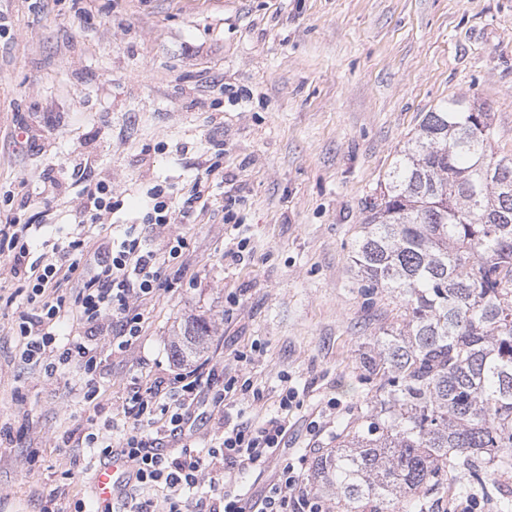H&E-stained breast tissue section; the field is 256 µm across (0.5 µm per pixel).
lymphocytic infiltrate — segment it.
<instances>
[{
  "label": "lymphocytic infiltrate",
  "instance_id": "f902f5d3",
  "mask_svg": "<svg viewBox=\"0 0 512 512\" xmlns=\"http://www.w3.org/2000/svg\"><path fill=\"white\" fill-rule=\"evenodd\" d=\"M204 197L200 187L176 199L166 187L154 186L145 205L144 224L161 226L175 220H191ZM32 226L10 219L0 225V256L9 265L13 277L24 281L32 306L19 324L21 356L28 363L41 364L46 353L56 351L57 323L69 319L85 328L91 337L122 351L138 339L144 327L141 301L154 297L160 289L179 281L180 269L174 265L185 242L176 240L165 249H153L141 238L126 234L112 248V261L84 279L73 301L57 297L62 282L71 280L78 270L71 252L83 248L76 239L61 245L62 261L41 263L31 259ZM113 320L108 333H100L105 315ZM214 375L208 362L184 368L177 379L180 395L166 391L165 378H135L123 407L132 431L120 443L123 453L138 463L137 479L125 498L115 502L113 512H324L322 501L310 495L293 462L288 459L285 437L288 427L283 418L272 417L252 425L224 416V433L218 441L201 452L193 439L200 411L199 396ZM168 437L181 439L179 454L163 446ZM224 473L222 486L214 488L205 501L187 496L205 471ZM272 471L273 478L260 496L251 495L241 482L250 472Z\"/></svg>",
  "mask_w": 512,
  "mask_h": 512
}]
</instances>
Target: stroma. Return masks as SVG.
I'll return each instance as SVG.
<instances>
[{"mask_svg":"<svg viewBox=\"0 0 512 512\" xmlns=\"http://www.w3.org/2000/svg\"><path fill=\"white\" fill-rule=\"evenodd\" d=\"M0 222L40 230L32 248L83 238L82 277L128 227L151 246L182 238L186 276L143 306L145 332L104 348L93 375L46 373L21 357L27 289L0 261V512L92 507L97 449L118 442L134 376L171 377L182 325L213 322L212 390L225 367L261 391L231 410L285 414L303 457L336 447L376 382L361 365L401 321L353 256L366 208L425 113L449 97L491 113L493 150L512 155V0H0ZM211 206L154 230L147 193L188 194L210 159ZM118 206L80 224L88 182ZM248 243L241 263L225 258ZM246 362H236L237 354ZM297 394L289 410L286 388Z\"/></svg>","mask_w":512,"mask_h":512,"instance_id":"1","label":"stroma"}]
</instances>
